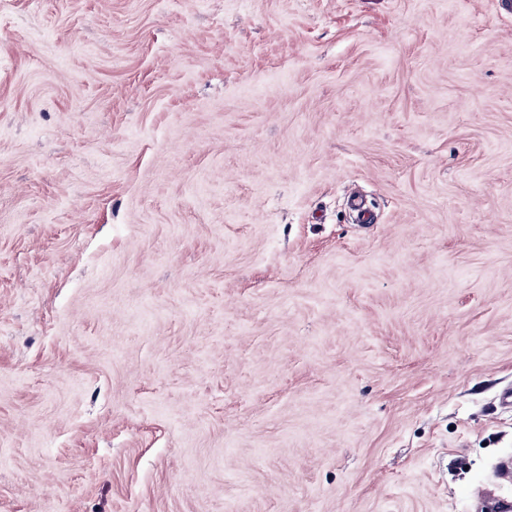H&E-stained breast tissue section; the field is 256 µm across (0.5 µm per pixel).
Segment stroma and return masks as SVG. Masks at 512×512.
<instances>
[{
  "mask_svg": "<svg viewBox=\"0 0 512 512\" xmlns=\"http://www.w3.org/2000/svg\"><path fill=\"white\" fill-rule=\"evenodd\" d=\"M509 386L501 0H0V512H479Z\"/></svg>",
  "mask_w": 512,
  "mask_h": 512,
  "instance_id": "35a3bbf8",
  "label": "stroma"
}]
</instances>
